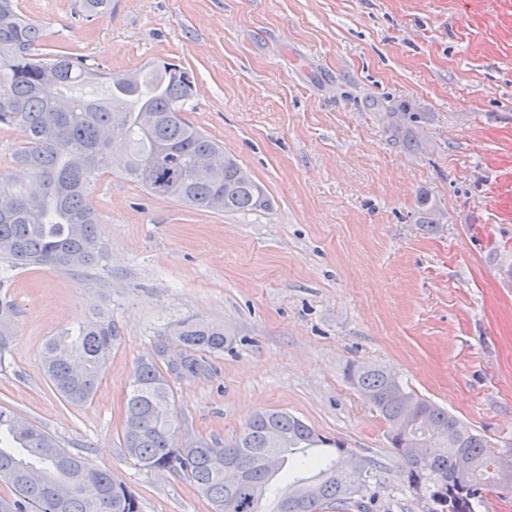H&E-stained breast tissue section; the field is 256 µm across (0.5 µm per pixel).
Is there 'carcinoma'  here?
Here are the masks:
<instances>
[{
	"instance_id": "cac0c4a2",
	"label": "carcinoma",
	"mask_w": 512,
	"mask_h": 512,
	"mask_svg": "<svg viewBox=\"0 0 512 512\" xmlns=\"http://www.w3.org/2000/svg\"><path fill=\"white\" fill-rule=\"evenodd\" d=\"M41 28L20 15L15 0H0V130L18 127L27 135L14 155L16 168L29 181L0 173V264L10 268L51 265L81 269L103 251L98 218L84 204L97 177L119 172L151 195L215 213L260 211L271 202L255 181L241 180L237 160L227 156L224 175L214 177L196 167L201 155L224 154L182 112L194 97L195 83L179 65L160 62L134 74L104 73L98 64L70 53L48 57L35 52ZM109 94L84 91L99 81ZM184 351L224 349V330L194 320L177 332ZM119 339L112 319L98 313L74 332L51 337L44 346L45 375L68 403L81 406L94 397L104 366ZM360 394L374 400L386 424L407 413H421L436 426L453 421L462 430L458 446L426 433L429 453L415 461L402 453L403 439L389 438L407 469V484L423 481L443 496L461 502L462 512H476L484 494L511 495L490 469L494 453L487 438L447 410L407 388L378 367L355 369ZM173 390L154 361L138 363L128 385L125 413L138 419L136 435L123 434L125 454L137 464L185 475L210 504V512H283L293 487L309 481L320 487L299 512H326L341 505L370 512L383 484L371 467L359 495L345 488L341 458L346 448L324 449V460H308V450L322 439L302 420L283 411L250 419L235 441L217 448L205 440L178 448L172 413ZM288 437L276 449L281 464L273 471L259 463L272 433ZM235 461L242 481L224 487V459ZM469 469L468 488L451 494L455 475ZM310 468L281 490L274 481L285 470ZM0 481L14 499H0V512H139L137 498L112 473L62 448L45 431L19 427L17 415L0 408Z\"/></svg>"
}]
</instances>
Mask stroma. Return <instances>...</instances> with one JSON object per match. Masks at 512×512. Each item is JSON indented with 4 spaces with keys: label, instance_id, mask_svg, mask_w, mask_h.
Segmentation results:
<instances>
[{
    "label": "stroma",
    "instance_id": "stroma-1",
    "mask_svg": "<svg viewBox=\"0 0 512 512\" xmlns=\"http://www.w3.org/2000/svg\"><path fill=\"white\" fill-rule=\"evenodd\" d=\"M41 50L105 70L193 74L185 117L264 187L267 211L222 214L118 175L86 204L103 257L84 272L0 277L12 336L0 407L112 472L140 512H209L189 478L122 448L138 361L186 319L223 328L196 374L171 373L182 444H232L281 410L384 470L389 512H426L388 426L352 385L382 367L512 454V0H18ZM111 317L121 341L82 406L47 380L52 336Z\"/></svg>",
    "mask_w": 512,
    "mask_h": 512
}]
</instances>
